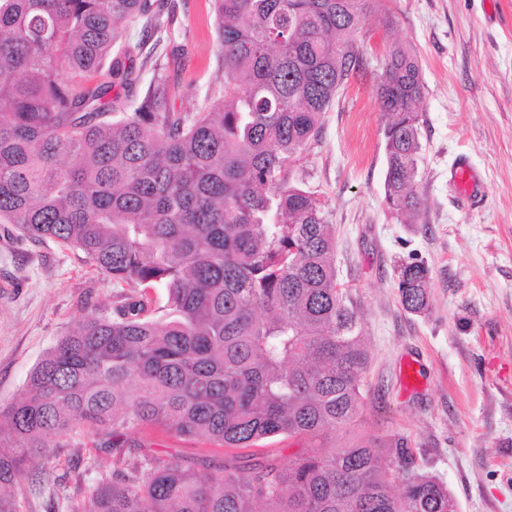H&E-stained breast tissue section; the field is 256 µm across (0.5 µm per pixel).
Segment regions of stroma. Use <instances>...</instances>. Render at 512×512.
Here are the masks:
<instances>
[{"label": "stroma", "instance_id": "obj_1", "mask_svg": "<svg viewBox=\"0 0 512 512\" xmlns=\"http://www.w3.org/2000/svg\"><path fill=\"white\" fill-rule=\"evenodd\" d=\"M182 46L154 48L175 112L206 104L219 54L209 0H168ZM393 26L368 19L356 43L364 66L341 87L321 134L295 169L333 224L338 281L356 305L371 363L360 436L407 438L423 471L439 477L459 512H512V0H390ZM419 58L425 99L414 223L384 203L387 117L375 85L388 44ZM195 95H184L187 84ZM467 163L473 194L454 171ZM423 262L430 309L399 301L397 268ZM121 289L77 250L9 234L0 224V403L21 395L43 356L85 314H112ZM420 370L403 390L399 364ZM44 470L11 489L16 512H75L112 469L96 435L47 440Z\"/></svg>", "mask_w": 512, "mask_h": 512}]
</instances>
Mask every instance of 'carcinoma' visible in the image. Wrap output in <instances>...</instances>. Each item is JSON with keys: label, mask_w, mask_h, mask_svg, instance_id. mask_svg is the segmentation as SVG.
I'll list each match as a JSON object with an SVG mask.
<instances>
[{"label": "carcinoma", "mask_w": 512, "mask_h": 512, "mask_svg": "<svg viewBox=\"0 0 512 512\" xmlns=\"http://www.w3.org/2000/svg\"><path fill=\"white\" fill-rule=\"evenodd\" d=\"M211 2L222 84L206 109L173 112L158 63L144 93L111 94L136 84L148 40L175 38L157 0H0V224L72 246L130 288L0 405V512H14L2 490L47 456L44 438L77 426L102 434L113 462L76 512H457L406 438L333 439L357 425L370 353L332 225L292 177L363 66L365 19L393 23L388 0ZM130 19L144 38L122 49ZM424 90L415 52L389 46L376 100L384 198L400 217L421 208ZM429 288L423 263L401 266L404 310L425 313ZM149 429L304 448L185 464L156 454Z\"/></svg>", "instance_id": "obj_1"}]
</instances>
